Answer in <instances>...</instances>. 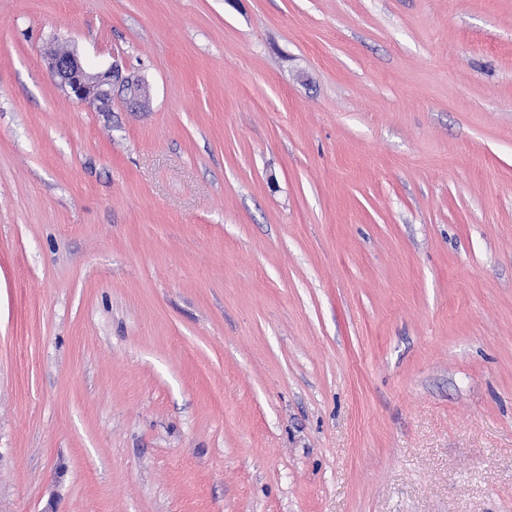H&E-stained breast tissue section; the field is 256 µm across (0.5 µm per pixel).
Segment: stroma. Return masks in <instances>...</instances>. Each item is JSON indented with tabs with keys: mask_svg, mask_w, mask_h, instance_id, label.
I'll use <instances>...</instances> for the list:
<instances>
[{
	"mask_svg": "<svg viewBox=\"0 0 512 512\" xmlns=\"http://www.w3.org/2000/svg\"><path fill=\"white\" fill-rule=\"evenodd\" d=\"M0 512H512V0H0ZM48 69L68 97L93 105L100 112L110 111L113 82L120 74L117 64L104 72L90 73L74 52H66L51 54Z\"/></svg>",
	"mask_w": 512,
	"mask_h": 512,
	"instance_id": "obj_1",
	"label": "stroma"
}]
</instances>
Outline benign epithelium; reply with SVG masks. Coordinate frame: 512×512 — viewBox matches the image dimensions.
<instances>
[{
  "label": "benign epithelium",
  "mask_w": 512,
  "mask_h": 512,
  "mask_svg": "<svg viewBox=\"0 0 512 512\" xmlns=\"http://www.w3.org/2000/svg\"><path fill=\"white\" fill-rule=\"evenodd\" d=\"M48 69L68 97L93 105L100 112L110 111L113 82L120 74L118 65L104 72L90 73L75 53L66 52L50 55Z\"/></svg>",
  "instance_id": "7a95c632"
}]
</instances>
